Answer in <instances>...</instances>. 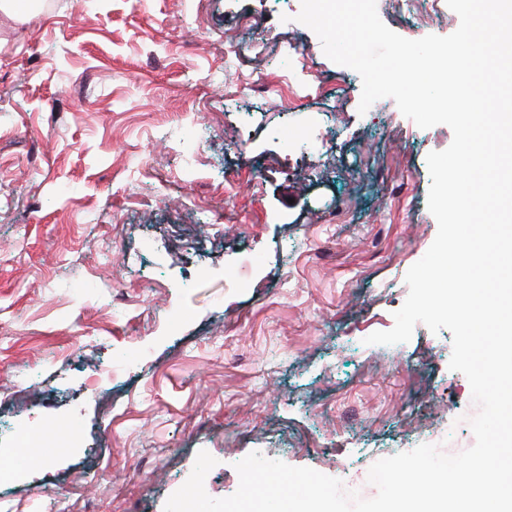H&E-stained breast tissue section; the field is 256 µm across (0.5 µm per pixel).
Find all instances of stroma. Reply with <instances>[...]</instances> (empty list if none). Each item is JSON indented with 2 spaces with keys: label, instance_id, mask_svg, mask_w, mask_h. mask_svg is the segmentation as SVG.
I'll use <instances>...</instances> for the list:
<instances>
[{
  "label": "stroma",
  "instance_id": "stroma-1",
  "mask_svg": "<svg viewBox=\"0 0 512 512\" xmlns=\"http://www.w3.org/2000/svg\"><path fill=\"white\" fill-rule=\"evenodd\" d=\"M41 2L0 11V429L82 441L13 469L0 512H163L202 450L214 498L258 451L369 499L381 447H472L449 330L365 342L437 235L426 157L452 130L359 112L358 73L282 23L301 0ZM377 12L408 39L460 25L443 0Z\"/></svg>",
  "mask_w": 512,
  "mask_h": 512
}]
</instances>
